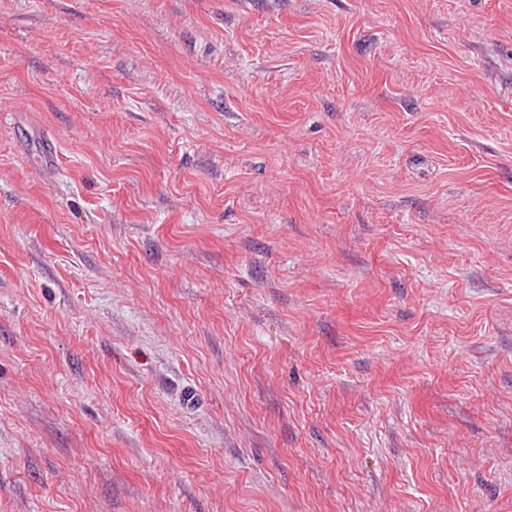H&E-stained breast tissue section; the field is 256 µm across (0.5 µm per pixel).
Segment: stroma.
Returning <instances> with one entry per match:
<instances>
[{
  "instance_id": "35a3bbf8",
  "label": "stroma",
  "mask_w": 512,
  "mask_h": 512,
  "mask_svg": "<svg viewBox=\"0 0 512 512\" xmlns=\"http://www.w3.org/2000/svg\"><path fill=\"white\" fill-rule=\"evenodd\" d=\"M0 512H512V0H0Z\"/></svg>"
}]
</instances>
